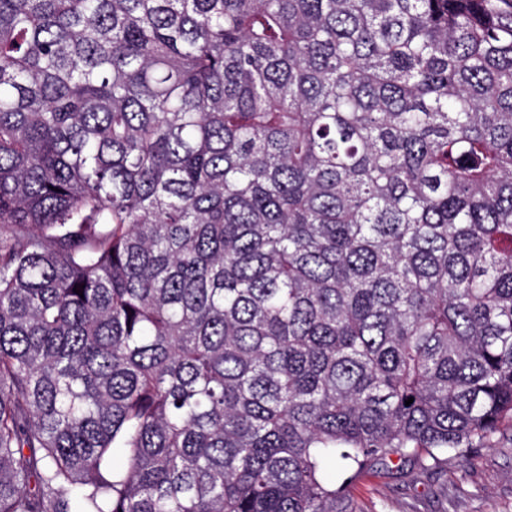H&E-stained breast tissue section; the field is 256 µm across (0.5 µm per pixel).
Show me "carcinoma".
<instances>
[{
  "mask_svg": "<svg viewBox=\"0 0 512 512\" xmlns=\"http://www.w3.org/2000/svg\"><path fill=\"white\" fill-rule=\"evenodd\" d=\"M506 422L512 0H0V512H336Z\"/></svg>",
  "mask_w": 512,
  "mask_h": 512,
  "instance_id": "obj_1",
  "label": "carcinoma"
}]
</instances>
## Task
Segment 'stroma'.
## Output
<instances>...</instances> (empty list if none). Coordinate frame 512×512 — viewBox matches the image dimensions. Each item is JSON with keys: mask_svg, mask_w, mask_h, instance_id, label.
Instances as JSON below:
<instances>
[{"mask_svg": "<svg viewBox=\"0 0 512 512\" xmlns=\"http://www.w3.org/2000/svg\"><path fill=\"white\" fill-rule=\"evenodd\" d=\"M336 512H512V429L461 455L391 458L347 484Z\"/></svg>", "mask_w": 512, "mask_h": 512, "instance_id": "obj_1", "label": "stroma"}]
</instances>
